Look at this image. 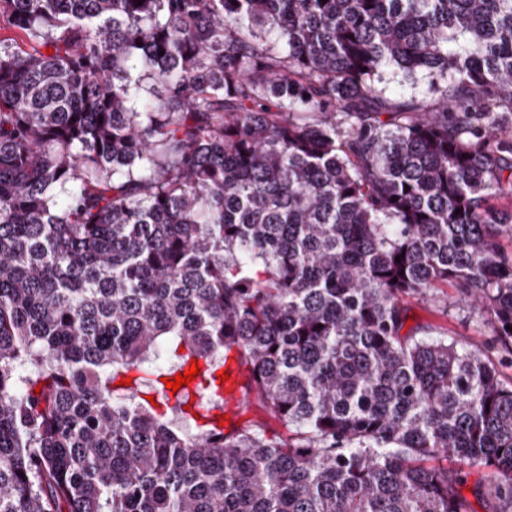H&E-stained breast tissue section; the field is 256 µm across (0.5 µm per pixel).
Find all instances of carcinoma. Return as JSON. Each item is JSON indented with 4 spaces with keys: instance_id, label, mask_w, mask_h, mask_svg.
<instances>
[{
    "instance_id": "cac0c4a2",
    "label": "carcinoma",
    "mask_w": 512,
    "mask_h": 512,
    "mask_svg": "<svg viewBox=\"0 0 512 512\" xmlns=\"http://www.w3.org/2000/svg\"><path fill=\"white\" fill-rule=\"evenodd\" d=\"M5 29L0 512H472L473 468L512 512V381L401 306L455 281L512 347V0H0ZM389 69L439 107H387ZM230 358L288 436L219 426Z\"/></svg>"
}]
</instances>
